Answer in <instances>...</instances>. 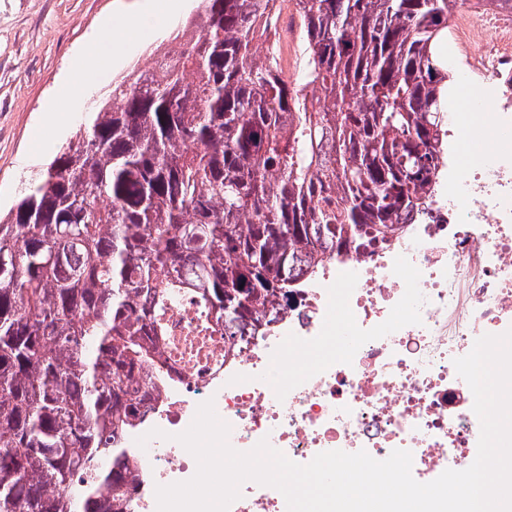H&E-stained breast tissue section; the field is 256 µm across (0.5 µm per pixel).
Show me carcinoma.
I'll return each mask as SVG.
<instances>
[{
  "instance_id": "1",
  "label": "carcinoma",
  "mask_w": 512,
  "mask_h": 512,
  "mask_svg": "<svg viewBox=\"0 0 512 512\" xmlns=\"http://www.w3.org/2000/svg\"><path fill=\"white\" fill-rule=\"evenodd\" d=\"M268 2L200 0L193 37L115 82L0 218V512L129 506L121 441L168 379L160 312L182 290L252 335L428 206L458 0H294L322 112L253 49Z\"/></svg>"
}]
</instances>
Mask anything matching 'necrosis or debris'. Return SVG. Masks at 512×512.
<instances>
[{
    "label": "necrosis or debris",
    "instance_id": "4bbe7bcc",
    "mask_svg": "<svg viewBox=\"0 0 512 512\" xmlns=\"http://www.w3.org/2000/svg\"><path fill=\"white\" fill-rule=\"evenodd\" d=\"M448 53L465 71L449 100L475 96L489 109L449 113L448 159L425 213L387 247L303 281L265 335L227 339L192 294L165 311L171 378L125 440L139 474L133 512H157L156 486L193 477L196 461L174 436L208 400L241 452L264 438L299 464L325 451L383 460L404 449L423 483L474 462L480 421L453 361L477 338L512 330V8L460 11ZM465 131L494 133L493 147L463 155ZM229 512L287 505L247 481Z\"/></svg>",
    "mask_w": 512,
    "mask_h": 512
}]
</instances>
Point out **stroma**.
Listing matches in <instances>:
<instances>
[{
	"label": "stroma",
	"instance_id": "obj_1",
	"mask_svg": "<svg viewBox=\"0 0 512 512\" xmlns=\"http://www.w3.org/2000/svg\"><path fill=\"white\" fill-rule=\"evenodd\" d=\"M147 0H0V213H7L60 148L91 122L112 85L134 71L154 68L158 57L178 50L181 21L196 17L197 0H176L170 23L119 49L69 120L49 124L45 104L71 79L88 40L106 23L121 25L125 13Z\"/></svg>",
	"mask_w": 512,
	"mask_h": 512
}]
</instances>
